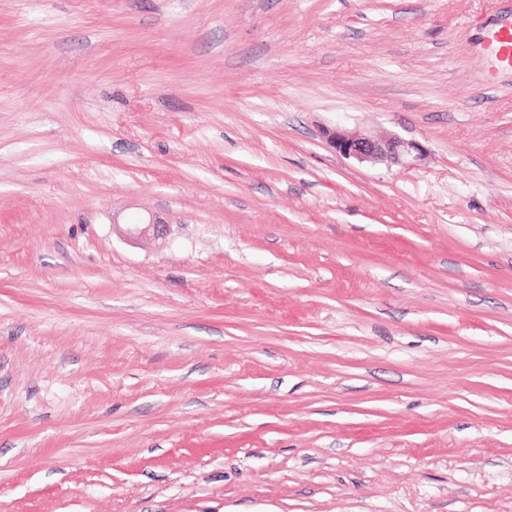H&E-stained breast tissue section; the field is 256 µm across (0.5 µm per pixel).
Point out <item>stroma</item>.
Segmentation results:
<instances>
[{
	"label": "stroma",
	"instance_id": "obj_1",
	"mask_svg": "<svg viewBox=\"0 0 512 512\" xmlns=\"http://www.w3.org/2000/svg\"><path fill=\"white\" fill-rule=\"evenodd\" d=\"M499 25L512 0H0V512H512ZM322 134L336 152L359 162L388 161L410 169L417 166L426 153V148L419 141L397 135L378 137L336 127L326 128ZM165 226L154 222H141L140 224H127V228L120 229L119 234L127 241H139L150 236L160 237L165 233Z\"/></svg>",
	"mask_w": 512,
	"mask_h": 512
}]
</instances>
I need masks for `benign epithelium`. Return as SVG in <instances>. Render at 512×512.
I'll use <instances>...</instances> for the list:
<instances>
[{"instance_id": "obj_1", "label": "benign epithelium", "mask_w": 512, "mask_h": 512, "mask_svg": "<svg viewBox=\"0 0 512 512\" xmlns=\"http://www.w3.org/2000/svg\"><path fill=\"white\" fill-rule=\"evenodd\" d=\"M322 134L336 152L359 162L388 161L410 169L417 166L426 153V148L419 141L397 135L378 137L369 133H351L336 127L326 128ZM164 233V225L154 222L129 224L127 228L119 230V234L130 242L150 236L160 237Z\"/></svg>"}]
</instances>
